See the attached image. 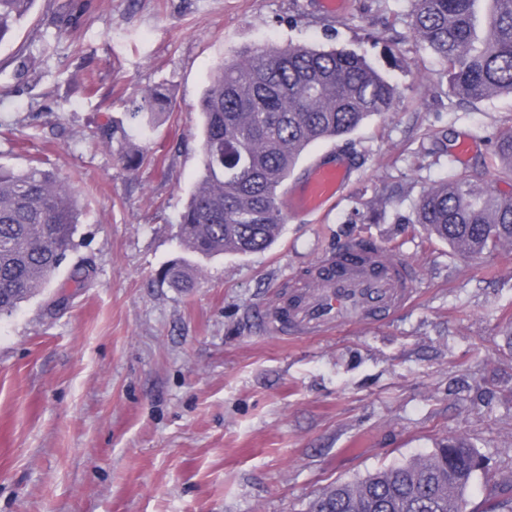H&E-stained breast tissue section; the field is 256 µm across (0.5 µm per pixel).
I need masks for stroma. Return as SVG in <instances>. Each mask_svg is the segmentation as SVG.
Segmentation results:
<instances>
[{
    "instance_id": "35a3bbf8",
    "label": "stroma",
    "mask_w": 512,
    "mask_h": 512,
    "mask_svg": "<svg viewBox=\"0 0 512 512\" xmlns=\"http://www.w3.org/2000/svg\"><path fill=\"white\" fill-rule=\"evenodd\" d=\"M68 0H35L0 44V165L43 159L81 207L50 284L0 317V512H308L328 485L431 454L466 436L485 461L465 512L512 482V247L472 259L413 223L423 193L463 173L512 196L495 157L512 96L463 103L411 35V0H95L72 34ZM306 44L366 56L398 87L394 112L320 140L351 177L319 215L290 214L265 251L196 262L177 224L201 169L199 100L234 51ZM160 87L158 127L131 132L137 170L96 137ZM352 239L408 259L413 305L377 326L302 341L259 316L278 286ZM83 268L82 285L72 280Z\"/></svg>"
}]
</instances>
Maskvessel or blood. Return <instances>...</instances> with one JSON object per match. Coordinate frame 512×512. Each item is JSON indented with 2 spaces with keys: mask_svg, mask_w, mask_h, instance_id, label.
I'll list each match as a JSON object with an SVG mask.
<instances>
[{
  "mask_svg": "<svg viewBox=\"0 0 512 512\" xmlns=\"http://www.w3.org/2000/svg\"><path fill=\"white\" fill-rule=\"evenodd\" d=\"M347 174L342 162L316 161L286 208L324 210ZM417 283L413 264L385 246L355 240L317 261L308 278L290 280L265 322L271 334L289 338L382 324L413 302Z\"/></svg>",
  "mask_w": 512,
  "mask_h": 512,
  "instance_id": "vessel-or-blood-1",
  "label": "vessel or blood"
}]
</instances>
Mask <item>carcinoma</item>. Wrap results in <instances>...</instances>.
<instances>
[{
	"mask_svg": "<svg viewBox=\"0 0 512 512\" xmlns=\"http://www.w3.org/2000/svg\"><path fill=\"white\" fill-rule=\"evenodd\" d=\"M33 0H0V44L27 16ZM88 3L69 5L59 33L79 26ZM414 37L443 62L449 91L462 102L512 94V0H414ZM397 88L355 52L279 45L245 48L213 72L200 100L202 169L178 224L190 255L212 258L266 250L285 223L279 189L312 143L350 134L367 119L394 111ZM166 98L155 88L132 104L128 123L151 129ZM127 132L106 125L101 141L123 150ZM495 155L512 166V132ZM415 224L468 257L512 245V198L467 176L422 194ZM79 224L73 191L32 166L0 167V317L46 286L72 247ZM188 288L190 264L165 272ZM476 449L451 436L425 459L377 470L327 487L309 512H462Z\"/></svg>",
	"mask_w": 512,
	"mask_h": 512,
	"instance_id": "cac0c4a2",
	"label": "carcinoma"
}]
</instances>
